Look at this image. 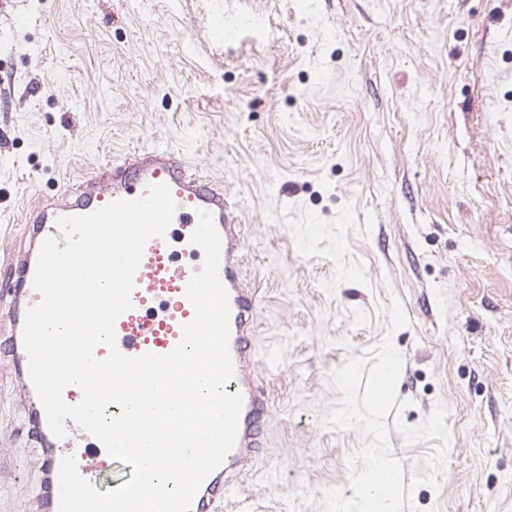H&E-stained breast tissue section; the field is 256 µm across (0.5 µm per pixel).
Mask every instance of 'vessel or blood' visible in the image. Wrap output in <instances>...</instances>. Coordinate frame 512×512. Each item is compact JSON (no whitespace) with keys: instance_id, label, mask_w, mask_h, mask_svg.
I'll return each instance as SVG.
<instances>
[{"instance_id":"vessel-or-blood-1","label":"vessel or blood","mask_w":512,"mask_h":512,"mask_svg":"<svg viewBox=\"0 0 512 512\" xmlns=\"http://www.w3.org/2000/svg\"><path fill=\"white\" fill-rule=\"evenodd\" d=\"M154 184L167 185L178 208L164 235L152 237L144 247L134 275L132 306L115 322V347L129 357L166 355L181 342L184 325L195 315L186 290L200 271L196 260L203 253L191 237L199 225V210L209 211L221 238L218 274L231 309L229 350L234 377L226 390L240 393L243 405L234 448L222 465L204 478L189 512H218L225 496L239 486L248 463L262 451L257 424L265 394L254 374L259 357L254 331L258 304L255 289L243 277L247 245L235 219V205L223 188L191 168L178 152L164 146L138 149L84 175L81 183L65 187L58 199L38 203L28 211L24 219L26 245L6 258V268L0 273L6 280L0 295L8 300L4 318L11 327L10 335L0 340V358L7 360L19 381V398L28 408L29 432L41 450L37 512H58L59 468L64 457H75L81 477L98 491L117 488L126 481L122 474L106 480L95 477V469L102 466V443L72 421L66 424V436L56 437L31 384L22 330L27 309L42 300L33 286L40 246L46 238H61L59 218L87 215L116 200L143 197Z\"/></svg>"}]
</instances>
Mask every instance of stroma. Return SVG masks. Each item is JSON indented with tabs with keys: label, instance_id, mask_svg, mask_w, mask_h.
Here are the masks:
<instances>
[{
	"label": "stroma",
	"instance_id": "35a3bbf8",
	"mask_svg": "<svg viewBox=\"0 0 512 512\" xmlns=\"http://www.w3.org/2000/svg\"><path fill=\"white\" fill-rule=\"evenodd\" d=\"M147 145L235 201L277 358L222 512L352 497L365 437L323 425L330 375L387 339L404 481L435 444L401 426L440 408L450 435L417 512H512V0H0V256L37 200ZM39 454L0 360V512H34Z\"/></svg>",
	"mask_w": 512,
	"mask_h": 512
}]
</instances>
